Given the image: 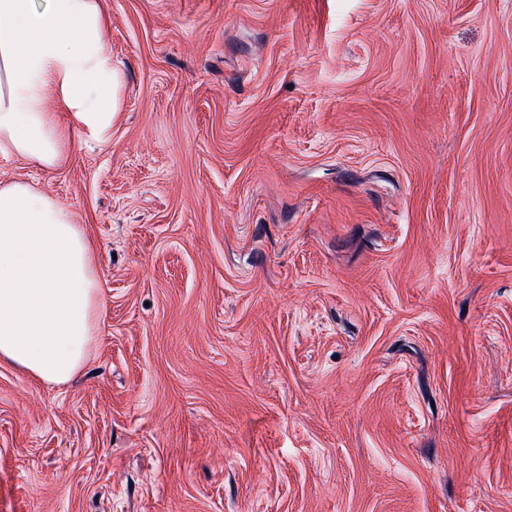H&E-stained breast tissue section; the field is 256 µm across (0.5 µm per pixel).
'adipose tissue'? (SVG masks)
<instances>
[{
	"instance_id": "1",
	"label": "adipose tissue",
	"mask_w": 512,
	"mask_h": 512,
	"mask_svg": "<svg viewBox=\"0 0 512 512\" xmlns=\"http://www.w3.org/2000/svg\"><path fill=\"white\" fill-rule=\"evenodd\" d=\"M101 0H0V155L63 164L69 133L101 138L121 75L103 43ZM66 121L46 112L48 97ZM102 318L97 253L85 225L33 185L0 182V361L66 383Z\"/></svg>"
}]
</instances>
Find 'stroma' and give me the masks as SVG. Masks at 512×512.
I'll list each match as a JSON object with an SVG mask.
<instances>
[{
  "label": "stroma",
  "instance_id": "35a3bbf8",
  "mask_svg": "<svg viewBox=\"0 0 512 512\" xmlns=\"http://www.w3.org/2000/svg\"><path fill=\"white\" fill-rule=\"evenodd\" d=\"M44 169L103 320L0 364V512H512V0H103Z\"/></svg>",
  "mask_w": 512,
  "mask_h": 512
}]
</instances>
